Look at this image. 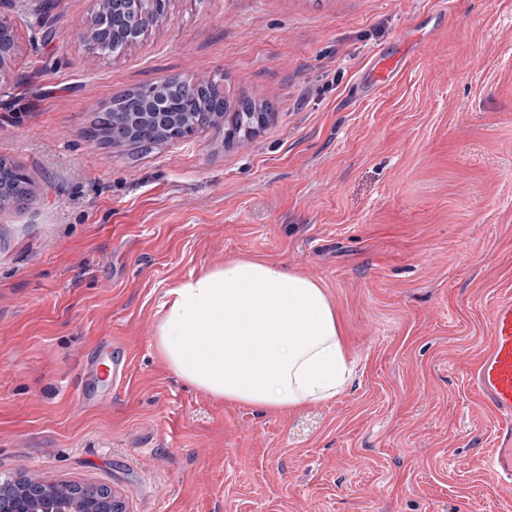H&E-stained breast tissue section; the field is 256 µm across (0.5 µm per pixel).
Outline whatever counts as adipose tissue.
Segmentation results:
<instances>
[{
  "mask_svg": "<svg viewBox=\"0 0 512 512\" xmlns=\"http://www.w3.org/2000/svg\"><path fill=\"white\" fill-rule=\"evenodd\" d=\"M153 342L191 385L260 410L330 399L346 377L324 288L262 259H235L169 290Z\"/></svg>",
  "mask_w": 512,
  "mask_h": 512,
  "instance_id": "1",
  "label": "adipose tissue"
}]
</instances>
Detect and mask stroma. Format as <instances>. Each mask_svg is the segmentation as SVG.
I'll return each instance as SVG.
<instances>
[{
	"instance_id": "obj_1",
	"label": "stroma",
	"mask_w": 512,
	"mask_h": 512,
	"mask_svg": "<svg viewBox=\"0 0 512 512\" xmlns=\"http://www.w3.org/2000/svg\"><path fill=\"white\" fill-rule=\"evenodd\" d=\"M98 0H0V473L103 484L127 512H512L469 374L512 298V0H169L124 54ZM424 32L402 74L369 65ZM220 77L273 122L147 154L87 138L125 90ZM323 286L350 377L293 411L226 404L153 336L170 289L236 258ZM123 382L81 401L101 342ZM17 169L15 165L0 158V185L1 183L10 185V193L5 200V204L23 196L27 192V182L16 177Z\"/></svg>"
}]
</instances>
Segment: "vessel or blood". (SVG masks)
<instances>
[{
    "instance_id": "b4317fda",
    "label": "vessel or blood",
    "mask_w": 512,
    "mask_h": 512,
    "mask_svg": "<svg viewBox=\"0 0 512 512\" xmlns=\"http://www.w3.org/2000/svg\"><path fill=\"white\" fill-rule=\"evenodd\" d=\"M411 52L402 46L394 53L379 56L368 79L375 86L385 85L403 69ZM491 344L476 364L471 384L480 401L498 416L500 448L487 460L499 482L512 485V302L496 305L491 315Z\"/></svg>"
}]
</instances>
